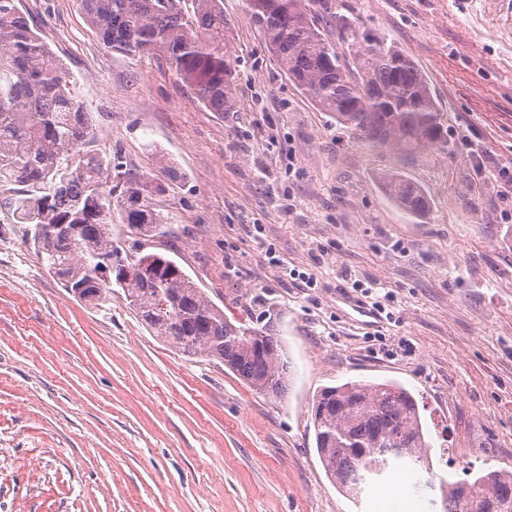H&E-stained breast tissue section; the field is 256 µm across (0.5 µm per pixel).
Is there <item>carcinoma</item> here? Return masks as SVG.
Masks as SVG:
<instances>
[{
  "instance_id": "obj_1",
  "label": "carcinoma",
  "mask_w": 512,
  "mask_h": 512,
  "mask_svg": "<svg viewBox=\"0 0 512 512\" xmlns=\"http://www.w3.org/2000/svg\"><path fill=\"white\" fill-rule=\"evenodd\" d=\"M102 44L115 51L164 58L195 101L210 112L237 109L230 24L221 0H80ZM320 4L342 38L338 50L311 8ZM288 78L321 111L372 143L418 151L448 146L443 113L410 58L392 44L360 35L356 22L324 0H245ZM10 223L26 236L50 275L81 302L105 305L119 288L153 335L187 356L224 364L270 399L287 389L288 359L271 312L245 308L229 319L174 260L172 229L153 197L164 188L99 151L91 117L73 92L70 72L34 31L21 0H0V187ZM382 186L412 217L429 201L397 174ZM45 224H75L74 235L49 237ZM118 224L136 250L112 239ZM316 448L326 474L361 494L394 465L423 462L416 398L393 383L347 382L326 387L313 405ZM445 512H512V470L448 482Z\"/></svg>"
}]
</instances>
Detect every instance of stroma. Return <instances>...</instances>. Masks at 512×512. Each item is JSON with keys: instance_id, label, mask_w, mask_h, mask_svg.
Returning a JSON list of instances; mask_svg holds the SVG:
<instances>
[{"instance_id": "stroma-1", "label": "stroma", "mask_w": 512, "mask_h": 512, "mask_svg": "<svg viewBox=\"0 0 512 512\" xmlns=\"http://www.w3.org/2000/svg\"><path fill=\"white\" fill-rule=\"evenodd\" d=\"M22 3L100 147L164 186L175 261L228 317L262 300L290 364L269 400L152 336L123 294L78 301L0 210V512H443L416 480L512 470V0H334L428 82L448 147L420 152L338 129L244 0H224L239 108L223 117L164 59L104 47L77 0ZM387 173L428 194L424 217L388 199ZM350 381L408 389L430 445L429 470L357 500L311 420Z\"/></svg>"}]
</instances>
